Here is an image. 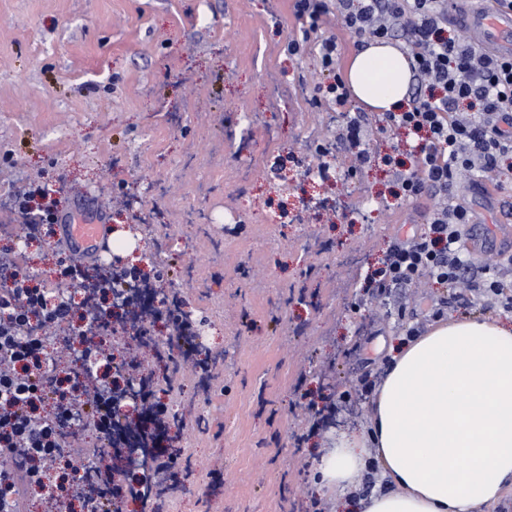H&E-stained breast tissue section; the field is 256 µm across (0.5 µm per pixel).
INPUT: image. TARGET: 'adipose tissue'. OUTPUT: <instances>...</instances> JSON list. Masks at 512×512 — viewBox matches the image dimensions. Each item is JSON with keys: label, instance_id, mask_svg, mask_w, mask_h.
Returning <instances> with one entry per match:
<instances>
[{"label": "adipose tissue", "instance_id": "ef3b65f1", "mask_svg": "<svg viewBox=\"0 0 512 512\" xmlns=\"http://www.w3.org/2000/svg\"><path fill=\"white\" fill-rule=\"evenodd\" d=\"M411 60L371 41L346 68L350 94L375 112L409 100ZM382 488L363 493L370 468ZM316 483L357 512H491L512 493V321L439 322L390 346L369 420L340 433Z\"/></svg>", "mask_w": 512, "mask_h": 512}]
</instances>
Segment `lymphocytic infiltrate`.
Here are the masks:
<instances>
[{
  "instance_id": "1",
  "label": "lymphocytic infiltrate",
  "mask_w": 512,
  "mask_h": 512,
  "mask_svg": "<svg viewBox=\"0 0 512 512\" xmlns=\"http://www.w3.org/2000/svg\"><path fill=\"white\" fill-rule=\"evenodd\" d=\"M292 9L299 29L289 36L287 51L300 55L317 47L320 68L330 77L321 98L331 110L345 107L349 93L336 70V38L317 36L323 16L336 11L357 36L390 40L396 31L405 33L417 87L407 108L384 113L383 120L410 140L414 166L396 173L399 197L429 196L437 204L419 234L392 243L369 276L373 291L389 297L426 276L465 282L468 290L501 297L503 309L511 310L501 279L512 269V256L479 267L461 256L460 228L473 223L474 213L459 197V178L497 170L501 158L512 156V60L478 51L460 26L449 23L448 0H293ZM14 207L26 236L54 235L59 215L51 189L29 185L15 196ZM32 280L27 270L0 260V512H27L35 487L71 512H106L123 498L147 500L141 481L109 468L91 474L84 468L85 461L110 456L118 413L112 404L114 355L98 338L109 326L104 308L86 310L88 326L71 346L81 369L58 377L55 339L39 328L71 322L74 295L47 293ZM47 401L48 411L42 408ZM79 428L94 429L102 445L79 444ZM82 479L97 485V495L79 497L76 483Z\"/></svg>"
}]
</instances>
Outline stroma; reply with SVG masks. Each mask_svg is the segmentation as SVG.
Returning a JSON list of instances; mask_svg holds the SVG:
<instances>
[{
	"label": "stroma",
	"mask_w": 512,
	"mask_h": 512,
	"mask_svg": "<svg viewBox=\"0 0 512 512\" xmlns=\"http://www.w3.org/2000/svg\"><path fill=\"white\" fill-rule=\"evenodd\" d=\"M292 0H0V201L36 180L60 215L109 232L146 224L162 286L203 331L164 397L182 471L137 512H311L300 470L368 403L339 395L380 377L379 338L407 327L385 307L353 309L392 241L421 230L435 201H403L380 158L403 136L367 112L373 159L352 169L343 113L316 106L315 53L289 55ZM328 144V179L316 171ZM470 191L467 259L512 253V175ZM41 288H59L52 238L0 232ZM503 316L493 299L428 279L397 295L429 328Z\"/></svg>",
	"instance_id": "35a3bbf8"
}]
</instances>
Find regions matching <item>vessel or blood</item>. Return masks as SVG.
Masks as SVG:
<instances>
[{
	"label": "vessel or blood",
	"mask_w": 512,
	"mask_h": 512,
	"mask_svg": "<svg viewBox=\"0 0 512 512\" xmlns=\"http://www.w3.org/2000/svg\"><path fill=\"white\" fill-rule=\"evenodd\" d=\"M448 15L468 29L475 45L501 57H512V11L496 9L490 0H451ZM107 227L101 222L65 225L61 244L76 257L86 249L101 245Z\"/></svg>",
	"instance_id": "1"
}]
</instances>
